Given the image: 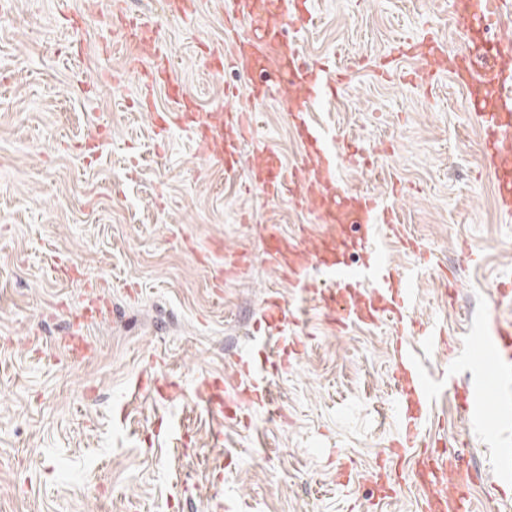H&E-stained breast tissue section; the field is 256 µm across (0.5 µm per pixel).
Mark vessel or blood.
Returning <instances> with one entry per match:
<instances>
[{
  "mask_svg": "<svg viewBox=\"0 0 512 512\" xmlns=\"http://www.w3.org/2000/svg\"><path fill=\"white\" fill-rule=\"evenodd\" d=\"M459 3V9L454 12L459 43L454 56H447L444 47L432 39L412 46L406 54L415 61L417 76L432 80L445 68L467 87L493 93L492 102L472 103L471 110L482 133L489 166L497 177L499 210L511 216L512 42L501 43L493 56L485 57L472 52L469 34L475 26L488 32L512 21V0H459ZM280 14L282 25L297 33L305 31L315 21L310 0H280ZM224 18L226 36L235 39V48L224 62L230 67L247 68L254 58L260 57L264 44L274 36L275 30L257 16L254 0H225ZM241 21L250 26L242 36L237 33V24ZM125 36L136 48L132 64L141 72L145 91L162 84L172 99L184 103L167 49L158 40L152 21L142 18ZM285 52L289 66L288 82L283 91L290 101L286 118L296 131L303 153L298 165L287 174L270 148L258 147L251 180L266 195L289 198L298 208L316 212L323 222L344 224L351 220L358 223L359 235L353 245L360 249L361 259L358 265L352 266L345 262L344 251L334 243H310L274 231L267 237L269 260L299 288L308 285L306 271L309 267L328 269L329 283L316 290L315 297L325 309L335 313L341 328L378 319L392 322L396 327L399 338L393 342L392 350L407 394V405L400 417L395 453L416 465L428 466L432 478L426 486V508L428 512H445L448 505L446 480L467 472L468 466L460 454L437 455L436 450L443 447V440L426 438L423 426L429 418L437 389L422 373L414 348L405 340L406 335L414 331L428 343L443 339L444 334L431 326L417 331L409 324L413 291L398 270L373 247L380 232L404 239V227L395 221L392 213H378L372 196L337 185L334 143L328 133L313 127L309 121V105L318 96L320 67L302 60L296 48L286 47ZM177 120L194 128L205 152L228 165L236 164L239 139L248 135L252 126L248 111L227 114L225 124L229 131L225 134L214 131L197 112L182 111ZM493 304L487 316L486 341L497 353L495 379L505 432L495 448L494 467L498 479L508 481L512 479V325L502 320L499 309L512 305V287L505 285L497 289ZM279 367L276 361L267 362L256 370L249 364H242L239 372L247 379L245 394L261 402L267 401L266 382ZM441 377L449 387H460L457 408L467 419H476L474 402L482 381L458 386L456 372L452 369L442 371Z\"/></svg>",
  "mask_w": 512,
  "mask_h": 512,
  "instance_id": "1",
  "label": "vessel or blood"
}]
</instances>
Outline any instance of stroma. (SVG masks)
I'll use <instances>...</instances> for the list:
<instances>
[{"mask_svg":"<svg viewBox=\"0 0 512 512\" xmlns=\"http://www.w3.org/2000/svg\"><path fill=\"white\" fill-rule=\"evenodd\" d=\"M298 41L304 60L344 68L336 97L310 119L335 131L336 178L383 197L416 251L381 247L414 279V319L446 327L448 344L417 343L428 372L475 352L501 284L512 283V222L495 201L467 88L414 78L399 41L432 33L456 47L449 0H313ZM157 22L184 96L221 119L238 99L224 0L188 16L166 0H6L0 8V512H421L424 490L407 461L390 462L396 413L393 327L338 329L307 292L269 264L263 236L323 224L248 180L257 146L284 171L300 158L272 91L235 172L204 158L191 130L154 128L172 110L165 86L143 94L133 49L113 32L119 13ZM481 253L464 266L462 247ZM244 270L216 282L224 254ZM104 315L85 324L95 345L71 361L64 340L88 295ZM276 298L299 322L271 331L299 351L269 391L286 420L255 405L208 414L203 382H233L257 355L255 327ZM175 381L180 396L128 397L138 375ZM122 407L121 420L113 410ZM501 418L488 389L471 429L440 393L427 436L464 451L478 473L473 512L496 478L487 439Z\"/></svg>","mask_w":512,"mask_h":512,"instance_id":"35a3bbf8","label":"stroma"}]
</instances>
